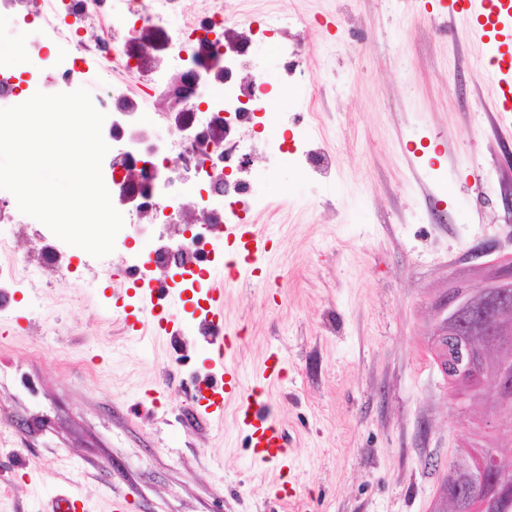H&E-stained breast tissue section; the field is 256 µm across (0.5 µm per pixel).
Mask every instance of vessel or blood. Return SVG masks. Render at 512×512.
<instances>
[{"mask_svg": "<svg viewBox=\"0 0 512 512\" xmlns=\"http://www.w3.org/2000/svg\"><path fill=\"white\" fill-rule=\"evenodd\" d=\"M439 9L448 17L468 20L469 33L481 44L490 66L492 110L499 115H512V0H440ZM224 238L238 244L247 259L245 265L229 266L224 277L211 283L203 324L210 334L212 363L232 376L236 373L232 363L234 343L224 326V292L248 276L250 265L262 262L268 238L260 225L233 223L225 225ZM231 396L236 404L237 424L249 435L253 461L290 468L284 432L270 411L258 404L256 387L237 383Z\"/></svg>", "mask_w": 512, "mask_h": 512, "instance_id": "obj_1", "label": "vessel or blood"}]
</instances>
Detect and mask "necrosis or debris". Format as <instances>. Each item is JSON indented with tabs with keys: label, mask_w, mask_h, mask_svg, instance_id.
I'll list each match as a JSON object with an SVG mask.
<instances>
[{
	"label": "necrosis or debris",
	"mask_w": 512,
	"mask_h": 512,
	"mask_svg": "<svg viewBox=\"0 0 512 512\" xmlns=\"http://www.w3.org/2000/svg\"><path fill=\"white\" fill-rule=\"evenodd\" d=\"M177 15L181 24L169 29V22ZM0 18L34 24L43 31L42 38L18 48L21 56L40 63L25 88H17L14 82L13 60L0 56V100L24 102L39 91H75L83 66L92 61L97 63L103 82L115 77L143 79L142 67L124 53L122 43L147 24L163 34L177 70L190 68L189 51L203 41L223 57L226 79L221 88L212 90L211 79L204 76L196 93L207 97L211 111L224 112L235 122L253 123L267 113L274 94L283 90L285 77L296 72L298 51L283 43L278 47L283 75L261 73L252 75L248 82H237L240 63L227 57L224 50L229 18L223 0H208L207 9L201 13L192 11L187 0H42L36 9L31 0H0ZM165 118V113L156 110L152 97H144L135 114L124 118L122 137L104 136L112 165L123 166L131 160L141 163L149 177L135 185L139 200L148 206L154 224L170 233L177 234L180 215L190 201L205 209L218 205L221 219L195 228L192 235L179 236L176 248L167 253L150 248L147 242L132 243L117 235L116 248L125 258L141 264V276L147 281L153 280L161 265L192 266L203 256L215 263L223 261V254L212 252L213 242L221 237L225 222H245L255 205L250 184L241 181L225 185L222 194L212 192V175L231 166L233 150L187 139L176 130L166 140H156L152 132Z\"/></svg>",
	"instance_id": "obj_1"
}]
</instances>
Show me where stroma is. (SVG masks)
Wrapping results in <instances>:
<instances>
[{
	"label": "stroma",
	"instance_id": "obj_1",
	"mask_svg": "<svg viewBox=\"0 0 512 512\" xmlns=\"http://www.w3.org/2000/svg\"><path fill=\"white\" fill-rule=\"evenodd\" d=\"M248 35L245 58L276 74L275 43L249 36L287 14L303 75L275 102L328 164L303 173L267 154L257 128L231 138L262 203L271 256L224 294L234 364L253 382L272 353L263 401L298 467L278 502L275 465L252 462L235 406L197 413L204 313L175 289L174 333L150 325L117 254L67 247L79 273L48 274L0 307V512H44L69 487L87 512H431L449 463L481 447L512 458V417L486 428L482 399L438 374L429 331L454 280L481 287L512 256V116L491 109L487 62L464 22L430 0H224ZM28 264L56 236L31 221L0 241ZM482 257L473 252L483 245Z\"/></svg>",
	"mask_w": 512,
	"mask_h": 512
}]
</instances>
